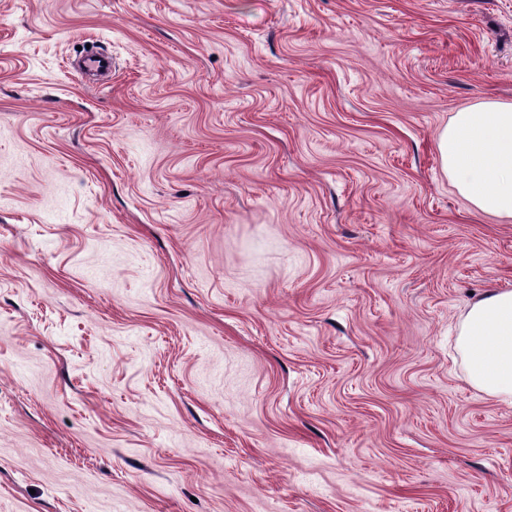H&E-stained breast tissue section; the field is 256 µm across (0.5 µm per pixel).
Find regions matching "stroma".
Returning a JSON list of instances; mask_svg holds the SVG:
<instances>
[{
  "instance_id": "35a3bbf8",
  "label": "stroma",
  "mask_w": 512,
  "mask_h": 512,
  "mask_svg": "<svg viewBox=\"0 0 512 512\" xmlns=\"http://www.w3.org/2000/svg\"><path fill=\"white\" fill-rule=\"evenodd\" d=\"M488 100L512 0H0V512H512ZM441 169L484 214L512 217V103L455 112L437 138ZM456 347L469 383L512 404V289L492 288L469 306Z\"/></svg>"
}]
</instances>
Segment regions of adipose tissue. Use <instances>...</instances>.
Returning <instances> with one entry per match:
<instances>
[{"label": "adipose tissue", "mask_w": 512, "mask_h": 512, "mask_svg": "<svg viewBox=\"0 0 512 512\" xmlns=\"http://www.w3.org/2000/svg\"><path fill=\"white\" fill-rule=\"evenodd\" d=\"M441 169L482 213L512 217V103L456 112L437 138ZM469 383L512 404V289L493 288L468 308L456 339Z\"/></svg>", "instance_id": "ef3b65f1"}]
</instances>
